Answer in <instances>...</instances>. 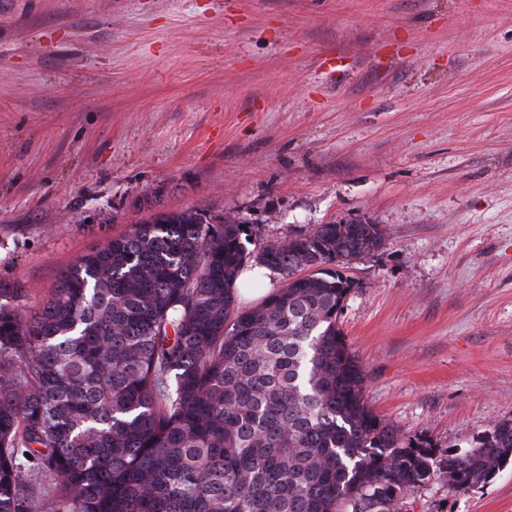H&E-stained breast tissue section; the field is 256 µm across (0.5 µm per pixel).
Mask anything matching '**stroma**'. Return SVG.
I'll list each match as a JSON object with an SVG mask.
<instances>
[{
    "mask_svg": "<svg viewBox=\"0 0 512 512\" xmlns=\"http://www.w3.org/2000/svg\"><path fill=\"white\" fill-rule=\"evenodd\" d=\"M185 208L381 225L337 317L369 405L439 455L512 419V0H0V289ZM393 509L512 512V464Z\"/></svg>",
    "mask_w": 512,
    "mask_h": 512,
    "instance_id": "35a3bbf8",
    "label": "stroma"
}]
</instances>
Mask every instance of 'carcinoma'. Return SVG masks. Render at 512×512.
Instances as JSON below:
<instances>
[{
	"label": "carcinoma",
	"mask_w": 512,
	"mask_h": 512,
	"mask_svg": "<svg viewBox=\"0 0 512 512\" xmlns=\"http://www.w3.org/2000/svg\"><path fill=\"white\" fill-rule=\"evenodd\" d=\"M378 224H319L258 253L186 208L82 254L40 309L0 289V512H391L512 460V420L462 454L407 445L364 397L336 263ZM283 277L252 307L250 261Z\"/></svg>",
	"instance_id": "1"
}]
</instances>
